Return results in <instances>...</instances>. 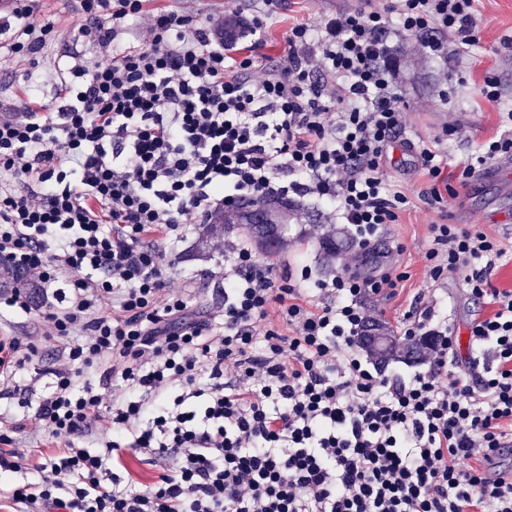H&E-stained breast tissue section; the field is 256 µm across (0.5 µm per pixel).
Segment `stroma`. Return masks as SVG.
<instances>
[{"label":"stroma","instance_id":"35a3bbf8","mask_svg":"<svg viewBox=\"0 0 512 512\" xmlns=\"http://www.w3.org/2000/svg\"><path fill=\"white\" fill-rule=\"evenodd\" d=\"M385 4L386 0H290L288 11L270 21L263 51L272 57L282 54L287 47L288 26L294 21L315 25L339 11L360 6L381 8ZM147 7L189 13L197 20L216 24L229 19H249L258 5L256 0H149ZM39 16L50 20L57 32L52 54L40 59L37 67L46 80L36 93L42 104L52 108L56 105L55 85L49 76L61 55L73 56L81 51L82 46L75 42L73 34L84 24L85 18L78 11L75 0H41ZM478 19L482 39L472 48L463 71L471 83L482 81L486 73H494L501 92V100L497 103L459 87L418 43L400 42L396 45L398 80L408 102V136L428 140L448 123L460 124L467 130L465 136L441 146L452 165L474 158L479 144L496 132L507 110L512 109V50L502 46L503 37L512 35V0H482ZM457 192L447 213L421 204L404 213L400 223L391 225L383 236L378 245V256L368 261L367 266L372 269L389 259L409 273L403 290L394 297L374 298L367 302L368 308L385 327L399 330V320L413 295L426 285L424 253L431 224L445 220L464 227L474 225L489 234L512 238V188L498 186L483 191L467 184L458 186ZM290 203L292 209L283 242L271 252L254 250L255 259L270 261L294 272L307 265L315 277L322 279L342 274L349 257L358 250L346 227L335 223L329 209L314 198L294 197ZM328 233L336 234L344 242L336 255L330 257L320 247L322 235ZM209 241V235L198 232L179 245V269L182 274L197 280L201 289L198 301L203 306L217 300L212 274L221 267L220 259L209 249ZM440 294L458 332L457 358L465 360L466 327L481 314L482 308L461 280H448L442 284Z\"/></svg>","mask_w":512,"mask_h":512}]
</instances>
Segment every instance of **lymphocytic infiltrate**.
<instances>
[{
    "label": "lymphocytic infiltrate",
    "mask_w": 512,
    "mask_h": 512,
    "mask_svg": "<svg viewBox=\"0 0 512 512\" xmlns=\"http://www.w3.org/2000/svg\"><path fill=\"white\" fill-rule=\"evenodd\" d=\"M478 0H389L319 25L292 23L287 51L262 36L288 0H262L248 54L224 28L146 0H78L87 19L56 87L0 113V311L44 309L38 330L0 338V396L21 418L0 431V512H512V292L493 270L512 245L435 223L427 288L401 318L428 336L429 369L381 377L361 353L365 301L395 296L407 273L316 279L277 273L228 247L219 301L201 310L174 287L175 246L239 200L314 197L346 225L366 263L390 225L456 190L441 149L407 137L395 40L417 39L456 74L481 41ZM132 43H120L122 34ZM55 41L35 0H13L0 49L24 80ZM400 144L422 173L410 194L387 176ZM461 279L488 307L466 365L435 288ZM57 352L23 374L39 340ZM52 452L15 449L24 431ZM158 462L148 485L128 454Z\"/></svg>",
    "instance_id": "f902f5d3"
}]
</instances>
